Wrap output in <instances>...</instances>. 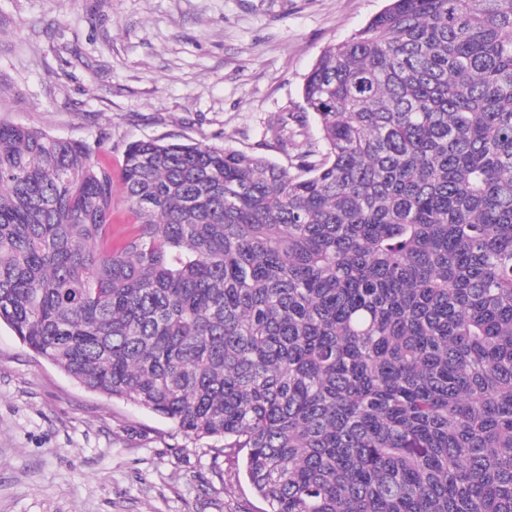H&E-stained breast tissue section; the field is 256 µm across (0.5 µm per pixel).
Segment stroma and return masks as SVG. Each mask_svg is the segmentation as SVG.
<instances>
[{"label": "stroma", "instance_id": "stroma-1", "mask_svg": "<svg viewBox=\"0 0 512 512\" xmlns=\"http://www.w3.org/2000/svg\"><path fill=\"white\" fill-rule=\"evenodd\" d=\"M387 0H0V122L229 146L294 169L304 79ZM292 139L276 147L270 127ZM235 462L80 387L0 325V512H265Z\"/></svg>", "mask_w": 512, "mask_h": 512}]
</instances>
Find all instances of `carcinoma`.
Wrapping results in <instances>:
<instances>
[{"label":"carcinoma","instance_id":"cac0c4a2","mask_svg":"<svg viewBox=\"0 0 512 512\" xmlns=\"http://www.w3.org/2000/svg\"><path fill=\"white\" fill-rule=\"evenodd\" d=\"M299 173L0 123V323L222 443L267 512H512V0H389L302 89Z\"/></svg>","mask_w":512,"mask_h":512}]
</instances>
